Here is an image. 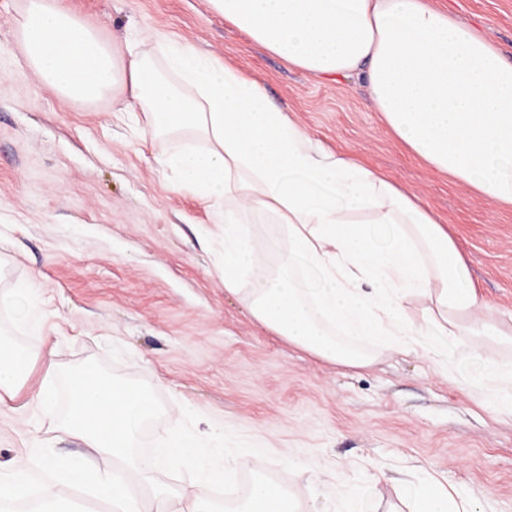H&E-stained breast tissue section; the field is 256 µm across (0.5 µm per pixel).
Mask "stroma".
<instances>
[{
  "label": "stroma",
  "instance_id": "stroma-1",
  "mask_svg": "<svg viewBox=\"0 0 512 512\" xmlns=\"http://www.w3.org/2000/svg\"><path fill=\"white\" fill-rule=\"evenodd\" d=\"M512 61V0H429ZM20 0H0V296L24 289L29 329L0 306V341L32 357L0 402V470L36 445L67 456L83 443L52 429L33 398L64 366L108 360L165 403L161 436L183 409L197 433L219 425L262 446L258 471L301 512H390L397 488L423 473L512 512V419L499 417L420 356L375 350L363 368L320 360L258 323L224 287L207 241L218 216L178 189L158 160L173 141L145 115L103 100L86 107L45 90L19 58ZM106 39L136 41L153 60L155 32L229 64L262 85L327 148L412 190L447 227L497 321L512 328V207L437 172L375 112L362 78H314L261 48L208 0H68ZM385 477L372 481L368 463Z\"/></svg>",
  "mask_w": 512,
  "mask_h": 512
}]
</instances>
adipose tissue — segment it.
Returning a JSON list of instances; mask_svg holds the SVG:
<instances>
[{"mask_svg": "<svg viewBox=\"0 0 512 512\" xmlns=\"http://www.w3.org/2000/svg\"><path fill=\"white\" fill-rule=\"evenodd\" d=\"M268 51L315 75L364 74L375 111L437 171L512 206V63L426 0H209ZM15 38L41 86L75 103L123 99L151 136L173 140L162 167L223 212L224 287L277 335L324 361L368 366L371 345L423 351L434 370L512 345L491 319L447 228L415 196L313 139L254 80L188 47L155 65L118 45L63 0H21ZM256 212L285 242L255 247ZM512 418V358L462 381ZM409 512H487L428 476Z\"/></svg>", "mask_w": 512, "mask_h": 512, "instance_id": "adipose-tissue-1", "label": "adipose tissue"}]
</instances>
